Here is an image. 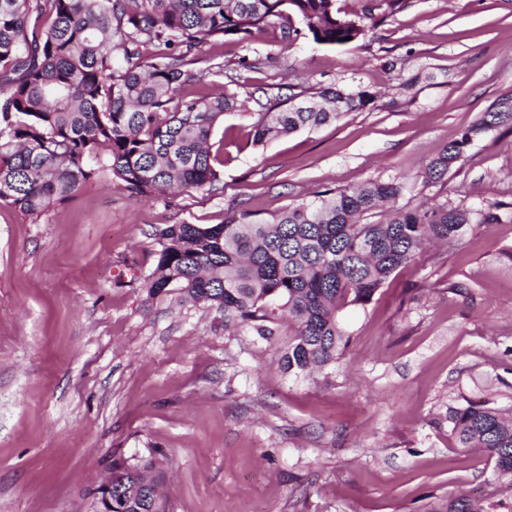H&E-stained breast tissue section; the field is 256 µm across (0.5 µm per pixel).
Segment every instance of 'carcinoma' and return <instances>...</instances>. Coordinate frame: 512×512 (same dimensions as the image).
<instances>
[{"instance_id": "carcinoma-1", "label": "carcinoma", "mask_w": 512, "mask_h": 512, "mask_svg": "<svg viewBox=\"0 0 512 512\" xmlns=\"http://www.w3.org/2000/svg\"><path fill=\"white\" fill-rule=\"evenodd\" d=\"M294 16L303 28L293 27ZM275 21L288 38L325 46L363 34L335 0H0V203L37 224L103 177L144 197L213 191L223 161L210 137L242 103L240 77L202 48L248 44ZM147 46L157 52L145 54ZM208 74L225 75L224 89L184 93ZM369 98L336 88L292 92L285 107L256 113L252 143L335 123ZM505 125L512 126L511 99L425 163L424 183L442 181L478 135ZM401 192L395 179L371 181L327 189L268 218L242 212L223 224L166 225L154 233L156 262L144 287L151 297L177 291L224 314V328L262 338L286 318L284 368L294 375L333 368L349 346L346 308L369 304L426 244L458 242L501 222L497 212L446 202L423 211L393 206L385 220L363 221ZM447 419L458 447L485 449L497 479L512 484V415L483 403L450 408ZM160 456L112 461V487L97 490L112 512H169ZM424 512H512V496L482 510L463 493L432 494Z\"/></svg>"}]
</instances>
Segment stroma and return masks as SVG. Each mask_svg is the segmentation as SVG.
I'll return each instance as SVG.
<instances>
[{
    "label": "stroma",
    "mask_w": 512,
    "mask_h": 512,
    "mask_svg": "<svg viewBox=\"0 0 512 512\" xmlns=\"http://www.w3.org/2000/svg\"><path fill=\"white\" fill-rule=\"evenodd\" d=\"M336 0L361 16L351 44L282 39L272 26L217 52L246 112L210 143L223 188L162 199L107 181L31 223L0 204V512H96L113 458L164 453L170 512H422L429 494L500 489L479 448H458L449 408L512 410V221L432 247L366 306L347 309L349 351L294 377L287 325L228 333L221 313L149 297L155 228L260 218L327 188L395 179L396 205L512 204V129L483 134L447 177L423 164L512 97V0ZM271 55L259 70L242 59ZM372 99L335 124L256 147L251 112L279 88Z\"/></svg>",
    "instance_id": "stroma-1"
}]
</instances>
